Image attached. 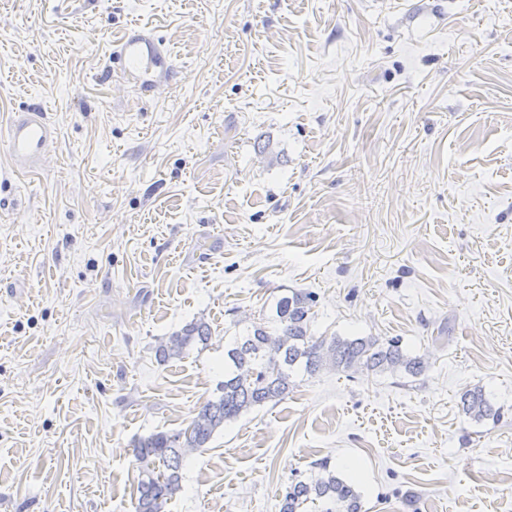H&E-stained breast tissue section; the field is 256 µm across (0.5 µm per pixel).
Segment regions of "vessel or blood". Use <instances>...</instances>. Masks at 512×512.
I'll return each instance as SVG.
<instances>
[{"label":"vessel or blood","mask_w":512,"mask_h":512,"mask_svg":"<svg viewBox=\"0 0 512 512\" xmlns=\"http://www.w3.org/2000/svg\"><path fill=\"white\" fill-rule=\"evenodd\" d=\"M119 71L143 92L173 80L175 61L161 39L151 30L136 26L127 30L110 55ZM58 131L39 102L13 112L5 133L7 153L16 171L35 169L50 153Z\"/></svg>","instance_id":"1"}]
</instances>
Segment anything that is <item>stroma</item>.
<instances>
[{"instance_id":"1","label":"stroma","mask_w":512,"mask_h":512,"mask_svg":"<svg viewBox=\"0 0 512 512\" xmlns=\"http://www.w3.org/2000/svg\"><path fill=\"white\" fill-rule=\"evenodd\" d=\"M135 24L181 72L148 96L109 71ZM35 97L43 167L0 143V512H134L132 440L186 427L287 289L427 370L298 378L165 512H279L320 459L364 512H512V0H0V130ZM475 386L500 419L460 413ZM211 327L204 319H196L179 331L167 336L157 347V355L160 362L182 357L185 351L192 345L206 347L211 339Z\"/></svg>"}]
</instances>
